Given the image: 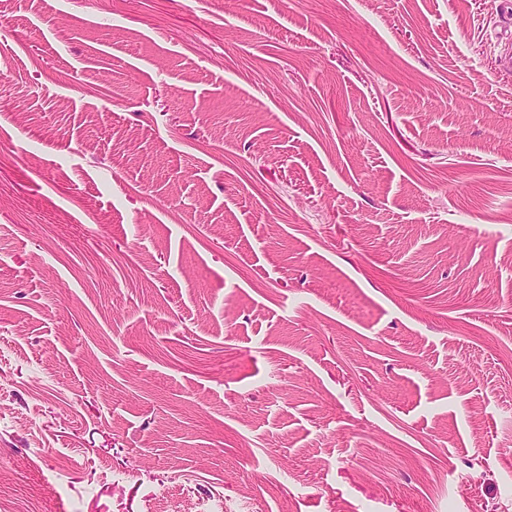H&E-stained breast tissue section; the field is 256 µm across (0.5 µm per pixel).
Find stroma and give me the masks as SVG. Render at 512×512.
Returning <instances> with one entry per match:
<instances>
[{"label": "stroma", "instance_id": "obj_1", "mask_svg": "<svg viewBox=\"0 0 512 512\" xmlns=\"http://www.w3.org/2000/svg\"><path fill=\"white\" fill-rule=\"evenodd\" d=\"M503 0H0V512H512Z\"/></svg>", "mask_w": 512, "mask_h": 512}]
</instances>
